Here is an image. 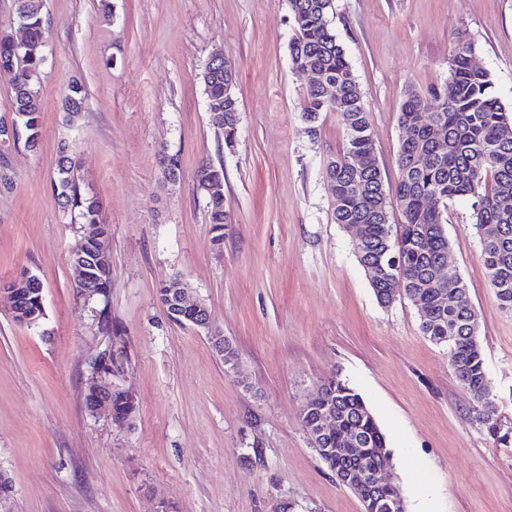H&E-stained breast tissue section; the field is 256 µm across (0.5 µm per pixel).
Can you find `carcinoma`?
<instances>
[{
  "mask_svg": "<svg viewBox=\"0 0 512 512\" xmlns=\"http://www.w3.org/2000/svg\"><path fill=\"white\" fill-rule=\"evenodd\" d=\"M25 44L3 35L0 37V70L14 73L12 87V125L27 132V144L34 147L41 136L42 102L38 90L44 58L39 52L44 20L41 0H14ZM294 34L288 43L292 64L302 69L313 67L324 81L336 87L338 101L329 103L320 87L309 86L302 111L313 122L321 112L336 110L343 125L346 143L343 152L326 169V183L336 198V223L359 224L362 241L355 256L361 266L382 264L385 278L371 284L377 302L388 306L403 295L431 317L421 321L422 335L431 343L445 346L458 366V377L476 402L477 420L486 431L503 441L499 408L487 384V370L478 335L477 314L467 284L462 279L450 283L441 272L442 259L450 249L445 224L448 204L459 198L473 200V226L480 235L481 255L487 277L500 307L512 313V192L505 195L500 187L512 185V111L506 109L494 92L491 74L472 65L475 47L459 40L449 59V80L430 96L410 92L402 104L399 124L406 130L420 127L417 137L401 140L398 155V179L395 202L403 217L400 232L392 237L391 202L371 136L369 112L363 99L358 76L331 26L332 0H289ZM204 91L209 110L224 112V145L231 148L238 137L240 103L236 95H224V83L236 81L235 71L224 69V61L204 69ZM85 91L81 84L68 86L62 108L65 122L73 125L81 115ZM437 124L444 138L429 139L427 129ZM353 155L368 159V165L353 169L347 160ZM197 183L207 200L213 242L224 243V224L229 215L224 207V168L209 162L197 170ZM373 195L367 208L358 205L360 188ZM55 188L61 208L78 211L82 236L71 253L74 264L84 267L88 277L99 283L105 294L112 283V257L105 243L110 225L102 222L100 204L95 196L83 195L74 174L68 145L60 147L56 161ZM443 199L440 210L429 208L426 199ZM494 224L497 236H482L483 226ZM18 297L14 320L29 328L42 326L46 316L42 307L43 284L30 272L14 281ZM188 284L176 276L162 284L159 301L168 318L177 325H195L198 314L192 309L172 310L177 288ZM123 351L103 354L99 367L105 375L116 376ZM323 392L312 395L301 422L310 444L323 463L336 474L343 486L356 491L364 512H388L386 489L375 490L362 482L359 473L377 467L392 466V453L362 394L349 381L334 376L322 384ZM135 402L112 389V411L117 416L132 417ZM329 410L336 415L334 432L317 435L314 422ZM356 437L365 449L359 459L340 458L323 452L325 448H343Z\"/></svg>",
  "mask_w": 512,
  "mask_h": 512,
  "instance_id": "carcinoma-1",
  "label": "carcinoma"
}]
</instances>
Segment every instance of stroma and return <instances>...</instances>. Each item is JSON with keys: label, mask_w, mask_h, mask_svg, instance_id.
I'll return each mask as SVG.
<instances>
[{"label": "stroma", "mask_w": 512, "mask_h": 512, "mask_svg": "<svg viewBox=\"0 0 512 512\" xmlns=\"http://www.w3.org/2000/svg\"><path fill=\"white\" fill-rule=\"evenodd\" d=\"M42 136L8 146L0 191V286L22 271L43 283L40 328L16 323L0 293V472L8 512H364L309 443L300 402L338 374L364 396L393 454L405 512H512V442L475 418L447 348L424 339L405 297L380 305L324 181L345 133L336 113L309 136V77L288 53V0H43ZM332 26L356 71L387 187H395L408 91L449 78L457 39L475 46L512 110V0H334ZM222 50L237 72L234 148L208 109L202 72ZM85 109L62 122L66 87ZM67 143L82 192L111 229L112 285L78 297L70 254L77 215L54 190ZM178 155L176 184L163 158ZM224 169L231 215L215 246L197 190L202 162ZM449 274L467 284L489 384L512 423V314L489 285L472 203L449 207ZM207 304L212 326L169 321L159 287L174 275ZM125 354L116 377L128 426L90 412L91 363ZM227 338L240 372L213 339Z\"/></svg>", "instance_id": "obj_1"}]
</instances>
